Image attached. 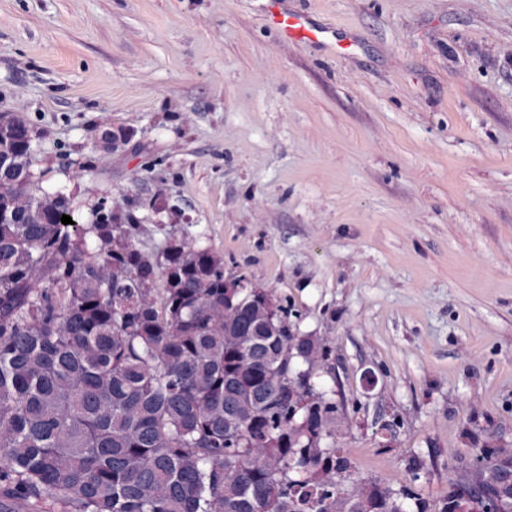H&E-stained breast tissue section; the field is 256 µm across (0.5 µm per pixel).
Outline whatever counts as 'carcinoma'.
Instances as JSON below:
<instances>
[{"instance_id": "cac0c4a2", "label": "carcinoma", "mask_w": 512, "mask_h": 512, "mask_svg": "<svg viewBox=\"0 0 512 512\" xmlns=\"http://www.w3.org/2000/svg\"><path fill=\"white\" fill-rule=\"evenodd\" d=\"M4 138L41 218L0 203V512H407L409 500L428 512L408 487L370 484L369 507L347 489L335 391L290 401L323 341L288 358V327L268 330L250 295L228 327L223 258L186 240L154 257L134 243L138 224L83 223L68 194L44 204L21 165L34 130ZM474 469L512 473V452L484 448L438 512ZM471 498L512 512V486Z\"/></svg>"}]
</instances>
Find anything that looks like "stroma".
I'll use <instances>...</instances> for the list:
<instances>
[{"mask_svg":"<svg viewBox=\"0 0 512 512\" xmlns=\"http://www.w3.org/2000/svg\"><path fill=\"white\" fill-rule=\"evenodd\" d=\"M288 7L334 39H280L264 0H0V111L79 214L139 199L142 251L184 236L289 298L361 404L355 481L434 505L512 449V0Z\"/></svg>","mask_w":512,"mask_h":512,"instance_id":"stroma-1","label":"stroma"}]
</instances>
